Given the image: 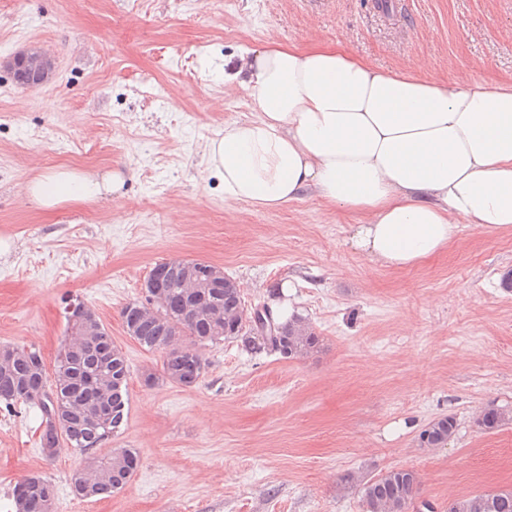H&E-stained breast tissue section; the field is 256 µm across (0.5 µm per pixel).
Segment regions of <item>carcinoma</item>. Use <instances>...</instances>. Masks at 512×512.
<instances>
[{"mask_svg": "<svg viewBox=\"0 0 512 512\" xmlns=\"http://www.w3.org/2000/svg\"><path fill=\"white\" fill-rule=\"evenodd\" d=\"M204 287L184 288L176 275H171L159 294L157 307L169 312L172 323H159L153 318L139 317L135 305L127 304L121 311L124 323L134 324L133 340L148 351L164 352L162 375L183 384V377L192 374L199 382L206 369L203 349L220 341L241 343L245 350L274 352L284 360H293L313 352L319 338L309 322L300 315L281 321L272 309L267 315L280 323L277 336H260L248 325L250 316L243 314L242 296L235 288L224 287V281L203 276ZM70 341L61 348L55 362L54 379L47 377L40 350L34 347L1 345L6 358L0 361V405L11 410L18 405L34 404L45 420L39 438L40 449L49 458L67 449L85 453L118 435L127 422L128 391L114 397L112 383L127 386L128 364L122 349L114 344L108 330L98 333L84 331L77 322L66 319ZM90 377L97 385L100 402L111 410V417L91 425L94 415L72 391L73 381ZM61 412L72 423V432L63 444L51 449L56 439L52 413ZM512 422V415L502 409L488 408L476 418L484 431H494ZM456 429L451 416L429 422L420 432V445L440 448L448 443ZM139 464L133 448H113L97 464L73 472L71 487L84 499L111 496L129 482ZM347 484L360 487L365 512H405L418 493L420 477L410 469L396 468L375 479H361L352 473L344 477ZM14 503L25 499L28 512H52L55 498L52 484L40 477H28L13 488ZM448 512H512V490H489L457 498L448 503Z\"/></svg>", "mask_w": 512, "mask_h": 512, "instance_id": "obj_1", "label": "carcinoma"}]
</instances>
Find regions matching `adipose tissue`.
I'll list each match as a JSON object with an SVG mask.
<instances>
[{
	"mask_svg": "<svg viewBox=\"0 0 512 512\" xmlns=\"http://www.w3.org/2000/svg\"><path fill=\"white\" fill-rule=\"evenodd\" d=\"M224 85L252 102L248 118L202 146L225 205L273 210L314 191L362 213L353 247L394 269L446 249L464 223L512 231V83L385 70L342 47L302 49L271 33L242 49ZM122 184L117 173L58 167L31 178L26 195L53 211Z\"/></svg>",
	"mask_w": 512,
	"mask_h": 512,
	"instance_id": "ef3b65f1",
	"label": "adipose tissue"
}]
</instances>
